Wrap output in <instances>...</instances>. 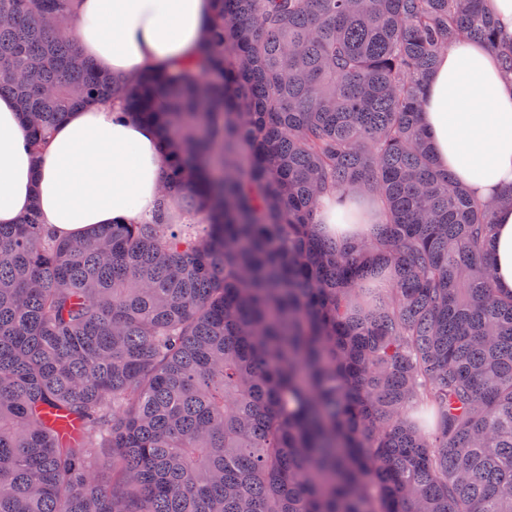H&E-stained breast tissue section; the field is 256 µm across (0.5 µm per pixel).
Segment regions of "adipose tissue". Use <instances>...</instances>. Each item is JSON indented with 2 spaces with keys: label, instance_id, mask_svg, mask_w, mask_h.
Masks as SVG:
<instances>
[{
  "label": "adipose tissue",
  "instance_id": "ef3b65f1",
  "mask_svg": "<svg viewBox=\"0 0 512 512\" xmlns=\"http://www.w3.org/2000/svg\"><path fill=\"white\" fill-rule=\"evenodd\" d=\"M488 10L497 44L464 39L442 52L422 111L438 164L481 202L512 187V75L499 61L512 48V0ZM211 13L210 0H79L69 32L103 71L132 82L184 61ZM163 171L156 128L121 115L119 102L70 112L35 152L15 99L0 97V224L35 207L56 236L83 237L153 209ZM489 250L497 291L512 295V207L496 209Z\"/></svg>",
  "mask_w": 512,
  "mask_h": 512
}]
</instances>
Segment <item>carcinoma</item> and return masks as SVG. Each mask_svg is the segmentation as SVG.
<instances>
[{
    "label": "carcinoma",
    "mask_w": 512,
    "mask_h": 512,
    "mask_svg": "<svg viewBox=\"0 0 512 512\" xmlns=\"http://www.w3.org/2000/svg\"><path fill=\"white\" fill-rule=\"evenodd\" d=\"M77 2L0 0V96L35 151L119 101L164 189L79 240L0 224V512H512L488 251L512 189L471 199L420 119L438 55L495 42L484 0H212L189 59L134 85L67 34ZM350 193L383 223L324 235ZM341 209L336 204V199H324L320 205L319 219L323 225V231L326 234L336 236L337 238L361 237L363 233L370 230L368 224H336V213Z\"/></svg>",
    "instance_id": "carcinoma-1"
}]
</instances>
